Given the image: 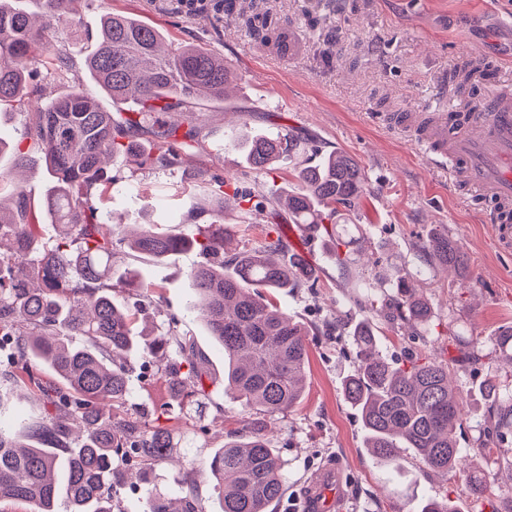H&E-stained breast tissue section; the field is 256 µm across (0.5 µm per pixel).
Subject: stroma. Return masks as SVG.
Wrapping results in <instances>:
<instances>
[{"label":"stroma","instance_id":"35a3bbf8","mask_svg":"<svg viewBox=\"0 0 512 512\" xmlns=\"http://www.w3.org/2000/svg\"><path fill=\"white\" fill-rule=\"evenodd\" d=\"M261 9L288 17L293 49L280 55L257 47L241 20L215 18L203 11L185 15L177 0H108L81 4L75 24L59 27L52 49L71 61L56 70L43 58L31 91L50 100L77 84L110 112L125 111L90 78L84 66L101 17L113 10L158 28L167 42L193 45L222 55L237 78L226 100L193 104L188 117L199 133L197 148L171 161L159 158L154 141L141 158L116 156L112 194L103 209L126 225L153 224L171 235H192L205 225V212L224 208L234 248L254 249L266 236L264 215L247 204L221 203L208 186L224 182L225 192L239 187L255 192L296 186L291 165L277 163L256 171L243 163L229 140L243 132L270 134L290 129L320 154L343 152L365 172V190L350 214L355 226L347 246L353 262L338 266L323 238L293 228L281 216L277 231L288 250L305 246L318 270L313 288L280 291V308L312 329L306 389L290 412L271 422L274 448L286 462L287 490L269 512H303L308 481L324 465L344 470V512H421L425 500L465 499L467 476L497 470L499 481L512 471L497 469L479 453L492 441L482 431L488 403L481 385L485 366L458 363L463 342L479 350L495 348L499 329L512 324V253L494 250L485 222V204L454 193L447 168L432 166L411 132L399 126L402 112H442L455 108L451 71L469 60L495 68L497 78L512 81V0H254ZM336 34L327 44V34ZM448 232L468 256L469 285L445 269L426 250L432 231ZM202 260L187 249L161 262L126 251L113 258L118 270L137 269L140 284L158 291L159 306L147 314L151 334L164 333L170 321L195 337L208 360L211 401L203 419L182 420L169 400L168 383L157 370H138L131 398L142 420L166 412L194 433L202 456L241 434V408L224 394V350L188 307L193 285L188 276ZM407 273L418 295L429 303L427 326L374 322L377 347L389 361L413 355L450 361L449 374L462 390L464 416L456 435L468 456L448 474L432 472L412 449H402L394 465L378 464L365 447L361 418L346 402L342 387L355 369L350 332L323 333L335 315L349 324L363 322L364 294L399 273Z\"/></svg>","mask_w":512,"mask_h":512}]
</instances>
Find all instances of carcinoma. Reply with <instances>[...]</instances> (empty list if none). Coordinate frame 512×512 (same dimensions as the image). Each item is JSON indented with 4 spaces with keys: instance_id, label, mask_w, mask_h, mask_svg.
Here are the masks:
<instances>
[{
    "instance_id": "1",
    "label": "carcinoma",
    "mask_w": 512,
    "mask_h": 512,
    "mask_svg": "<svg viewBox=\"0 0 512 512\" xmlns=\"http://www.w3.org/2000/svg\"><path fill=\"white\" fill-rule=\"evenodd\" d=\"M40 19L0 0V106L24 102L27 77L55 29L72 22L80 0H38ZM227 15H244L237 0H216ZM246 16V15H244ZM255 39L275 52L286 47V28L268 12L246 16ZM87 72L112 99L133 100L132 111L114 116L78 88L53 99L34 113L13 146L16 167L36 158L52 187L43 211L59 227L51 244L42 242V225L29 221L25 189L0 173V194L9 191L14 209L0 206V353L7 369L0 374V411L21 396L38 401L40 413L17 430L0 427V503L22 504L28 512H113L117 487L126 479L125 462L143 466L181 458L183 484L171 496L138 475L144 512H202L195 480L202 463L196 438L158 421L116 418L132 394L129 355L163 364L182 400L195 396L196 412L210 398L205 356L193 339L172 327L151 340L137 341L133 327L156 300L141 293L129 306L112 298L114 289L131 285L128 272L112 276L113 254L125 247L162 260L197 248L204 260L190 270L195 295L190 309L205 323L229 359L224 394L240 402L244 414L269 415L294 407L304 394L310 329L288 316L260 289L312 288L315 268L301 255L285 256L279 239L266 238L253 251L226 250L230 234L224 211L211 213L200 237L171 236L144 224L131 236L123 225L108 224L99 202L112 189L107 165L113 155L138 156L132 133L149 129L160 145L181 151L195 147L196 128L171 120L202 99H222L234 73L224 57L195 46L164 45L155 27L128 15H103ZM483 63H468L453 74L462 108L471 110L476 96L473 77L486 73ZM237 145L253 169L275 162L294 163L295 190L280 201L296 224L324 235L336 263L347 266L344 240L328 225L337 223L338 207L358 204L363 188L361 165L334 152L317 162L297 161L304 150L290 132L242 136ZM251 202V210L279 215L264 194L233 190ZM430 253L467 280V258L460 242L435 231ZM365 309L388 322H429L431 308L416 296L408 277L399 274L367 299ZM356 367L343 385L345 400L361 415L367 448L374 456L395 458L413 449L434 472L452 471L469 449L455 432L461 424L460 394L448 379V365L417 358L407 364L388 361L377 349L374 329L362 322L353 331ZM496 352L512 362V325L499 330ZM502 440L512 435V394L489 380L484 388ZM207 460L220 512H267L286 487V464L258 422ZM494 476L471 475L468 497H482ZM421 512H464L448 498L428 501Z\"/></svg>"
}]
</instances>
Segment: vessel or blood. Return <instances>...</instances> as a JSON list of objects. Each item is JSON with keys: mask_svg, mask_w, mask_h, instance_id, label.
Masks as SVG:
<instances>
[{"mask_svg": "<svg viewBox=\"0 0 512 512\" xmlns=\"http://www.w3.org/2000/svg\"><path fill=\"white\" fill-rule=\"evenodd\" d=\"M480 112H408L404 127L413 129L426 154L447 162L457 191L470 192L487 205L497 249L512 248V83L481 81ZM343 475L324 466L305 492L306 512H343Z\"/></svg>", "mask_w": 512, "mask_h": 512, "instance_id": "1", "label": "vessel or blood"}]
</instances>
